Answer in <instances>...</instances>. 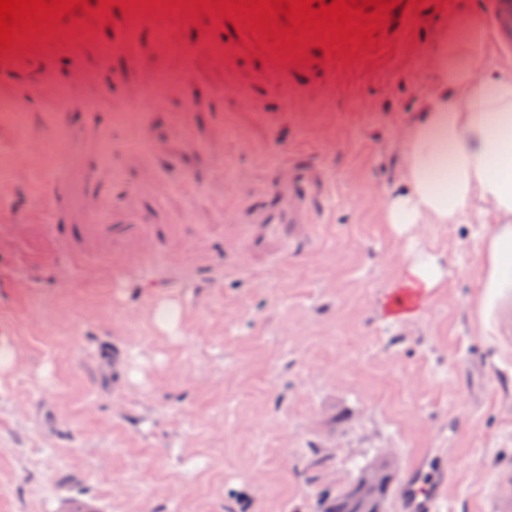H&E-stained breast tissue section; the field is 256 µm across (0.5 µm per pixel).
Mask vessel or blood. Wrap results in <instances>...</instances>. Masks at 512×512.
<instances>
[{"label":"vessel or blood","instance_id":"obj_1","mask_svg":"<svg viewBox=\"0 0 512 512\" xmlns=\"http://www.w3.org/2000/svg\"><path fill=\"white\" fill-rule=\"evenodd\" d=\"M44 59L40 48L15 51L0 57V68L9 71L37 73ZM135 61L134 54L128 53L115 68V86L121 97L130 104L144 101L151 74H144L136 84L125 82L124 71ZM325 63H302L289 60L288 76L296 88L303 91L318 87L325 71ZM312 178L310 165L299 156L288 157L276 169L272 180L263 191L261 204L248 207L246 235L251 243H259L264 236L278 241L279 252H287L290 242L307 238L311 221L310 200ZM89 197L92 207L89 217L92 223H100L109 209V194L97 181L89 183ZM448 476L443 471L426 474L415 473L397 491L401 512H446V486Z\"/></svg>","mask_w":512,"mask_h":512}]
</instances>
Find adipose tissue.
<instances>
[{
  "instance_id": "adipose-tissue-1",
  "label": "adipose tissue",
  "mask_w": 512,
  "mask_h": 512,
  "mask_svg": "<svg viewBox=\"0 0 512 512\" xmlns=\"http://www.w3.org/2000/svg\"><path fill=\"white\" fill-rule=\"evenodd\" d=\"M494 37L468 9L429 48L432 85L405 131L403 188L389 195L384 220L397 232L416 224L492 217L484 239L486 295L512 288V68L492 69ZM444 277L420 256L404 267L388 317H409Z\"/></svg>"
}]
</instances>
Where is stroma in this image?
Wrapping results in <instances>:
<instances>
[{"label":"stroma","instance_id":"stroma-1","mask_svg":"<svg viewBox=\"0 0 512 512\" xmlns=\"http://www.w3.org/2000/svg\"><path fill=\"white\" fill-rule=\"evenodd\" d=\"M461 1L425 0L378 49L332 59L315 93L254 38L216 60L212 17L170 12L136 31L118 9L102 35L72 24L36 77L0 72L24 117L0 116V512H318L378 463L397 486L447 469L448 512L512 496L496 479L512 473V288L479 286L489 227L466 215L402 236L383 220L427 45ZM126 48V80L177 83L130 123L110 80ZM71 70L88 75L78 98ZM26 131L59 146L61 177L18 160ZM291 153L321 181L311 241L280 259L251 249L239 208ZM91 172L112 191L104 224L88 221ZM418 251L444 278L388 319Z\"/></svg>","mask_w":512,"mask_h":512}]
</instances>
